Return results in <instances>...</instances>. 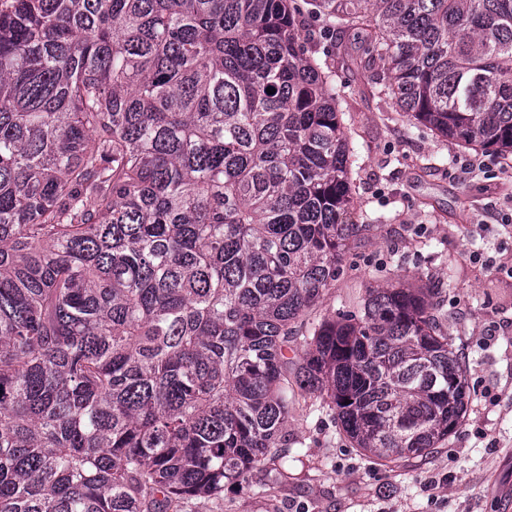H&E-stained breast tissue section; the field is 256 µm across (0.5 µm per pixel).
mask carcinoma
Returning a JSON list of instances; mask_svg holds the SVG:
<instances>
[{"instance_id": "1", "label": "carcinoma", "mask_w": 512, "mask_h": 512, "mask_svg": "<svg viewBox=\"0 0 512 512\" xmlns=\"http://www.w3.org/2000/svg\"><path fill=\"white\" fill-rule=\"evenodd\" d=\"M304 2L320 50L295 0H0V512H183L287 463L308 397L382 464L461 424L437 286L306 322L374 228L336 34L409 120L508 156L512 0Z\"/></svg>"}]
</instances>
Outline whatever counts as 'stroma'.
Returning <instances> with one entry per match:
<instances>
[{"label": "stroma", "instance_id": "obj_1", "mask_svg": "<svg viewBox=\"0 0 512 512\" xmlns=\"http://www.w3.org/2000/svg\"><path fill=\"white\" fill-rule=\"evenodd\" d=\"M355 109L359 168L346 221L378 228L357 239L308 319L350 310L368 285H441L437 316L465 361L466 415L431 453L383 466L352 448L331 413L297 406L286 424L287 466L258 465L223 497L190 500L185 512H512V279L470 261L512 240L485 220L512 209V158L480 151V168L464 174L472 154L390 100L368 95ZM439 473L448 483L430 490Z\"/></svg>", "mask_w": 512, "mask_h": 512}]
</instances>
